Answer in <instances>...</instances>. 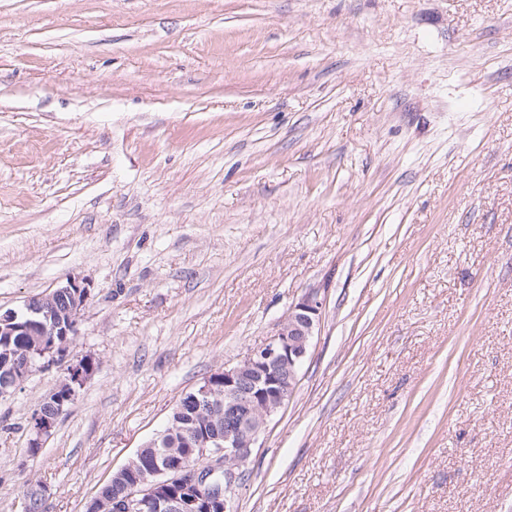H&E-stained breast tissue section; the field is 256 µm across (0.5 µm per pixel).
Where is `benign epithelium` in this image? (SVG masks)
<instances>
[{"label":"benign epithelium","instance_id":"1","mask_svg":"<svg viewBox=\"0 0 512 512\" xmlns=\"http://www.w3.org/2000/svg\"><path fill=\"white\" fill-rule=\"evenodd\" d=\"M88 299V285L69 278L30 300L24 311L0 313L1 336L20 332L38 337L33 347L14 354L12 375L0 384L1 396L22 385L37 366L35 359L48 366L68 355L70 342H58L56 337L76 335ZM61 300L65 302L62 313L57 308ZM323 305L324 299L317 292L306 293L288 306L270 339L249 350L235 365L212 373L191 391L188 402L210 414L206 420L179 429L186 447L198 449V461L191 464L171 458L144 474L126 491L124 512H233L237 469L250 457L268 421L294 391L320 327ZM91 374L82 360L68 365L52 397L45 398L47 402L55 400L57 406L33 414V442L42 445V438L50 435L64 414V401L74 399ZM215 416L224 418L222 437L209 427Z\"/></svg>","mask_w":512,"mask_h":512}]
</instances>
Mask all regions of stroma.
I'll list each match as a JSON object with an SVG mask.
<instances>
[{"label": "stroma", "mask_w": 512, "mask_h": 512, "mask_svg": "<svg viewBox=\"0 0 512 512\" xmlns=\"http://www.w3.org/2000/svg\"><path fill=\"white\" fill-rule=\"evenodd\" d=\"M95 370L0 397V512H85L325 296L234 512H512V0H0V308ZM88 285L76 278H68L54 290L25 304V310L0 311V395H6L11 388H18L37 366L39 358L42 366H49L68 355L71 344L68 340L57 342L59 336H76V328L89 299ZM58 307L65 306L63 313ZM20 332L23 336H14ZM39 336L31 348H24ZM47 336H55L48 338ZM21 348V349H20ZM19 349V350H18ZM18 350V351H17ZM17 351L15 354L14 352ZM91 374L92 371L87 370L86 362L82 361V359L68 365L66 368V374L60 381L58 387L41 402V404L48 402L50 401V398L54 396V400L57 402V407L54 406L53 409L51 408L50 412H41L38 407L37 411L33 414L31 431L34 437L31 440H33L34 443H37V445L34 444V446H37L38 448H29L31 453L35 454L38 452L42 445V438L50 435L59 418L64 414L67 404H64L65 398L69 399V403L72 402L77 393V389L83 386L84 382ZM62 389L67 391L65 393V398L60 394ZM50 403L54 405V402L50 401Z\"/></svg>", "instance_id": "stroma-1"}]
</instances>
